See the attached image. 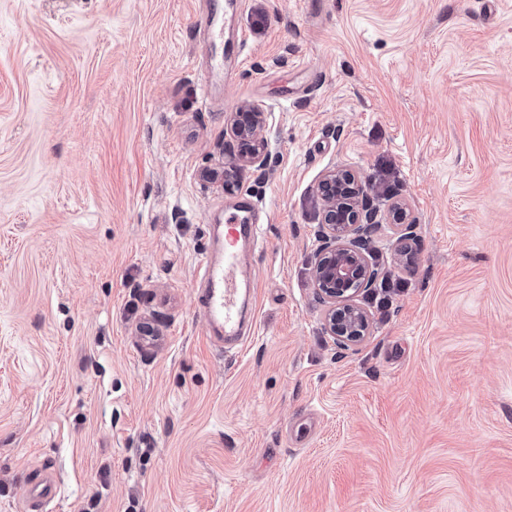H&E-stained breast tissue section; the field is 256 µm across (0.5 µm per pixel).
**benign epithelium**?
I'll return each mask as SVG.
<instances>
[{"instance_id": "benign-epithelium-1", "label": "benign epithelium", "mask_w": 512, "mask_h": 512, "mask_svg": "<svg viewBox=\"0 0 512 512\" xmlns=\"http://www.w3.org/2000/svg\"><path fill=\"white\" fill-rule=\"evenodd\" d=\"M264 124L265 112L255 104L231 116L227 132L236 142L237 152L226 162L224 177L230 178L244 167L265 168ZM316 193L322 201V245L317 250L313 281L326 304L325 328L337 344L359 345L369 335L370 316L356 298L375 277L367 258L372 221H360L358 210L366 185L354 173L337 168L322 176Z\"/></svg>"}]
</instances>
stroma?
<instances>
[{
    "instance_id": "stroma-1",
    "label": "stroma",
    "mask_w": 512,
    "mask_h": 512,
    "mask_svg": "<svg viewBox=\"0 0 512 512\" xmlns=\"http://www.w3.org/2000/svg\"><path fill=\"white\" fill-rule=\"evenodd\" d=\"M203 2L0 0V512L45 469V512H512V0H246L218 39ZM250 103L268 162L229 193ZM335 167L401 283L347 348L312 276ZM240 197L228 351L194 297Z\"/></svg>"
}]
</instances>
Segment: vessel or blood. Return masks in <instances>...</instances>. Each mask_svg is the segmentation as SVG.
Listing matches in <instances>:
<instances>
[{
    "label": "vessel or blood",
    "instance_id": "vessel-or-blood-1",
    "mask_svg": "<svg viewBox=\"0 0 512 512\" xmlns=\"http://www.w3.org/2000/svg\"><path fill=\"white\" fill-rule=\"evenodd\" d=\"M243 0H208L204 24L208 31L221 30L224 15L236 11ZM250 202L242 201L227 209L224 216V235L220 241L218 257H209L200 270L202 290L198 304L203 309L208 332L214 341L228 346L238 345L243 337L242 311L248 282L243 269L240 245L257 237L258 225L250 223ZM33 497L29 512H38L42 500L55 495L57 484L51 474L38 477L32 487Z\"/></svg>",
    "mask_w": 512,
    "mask_h": 512
}]
</instances>
